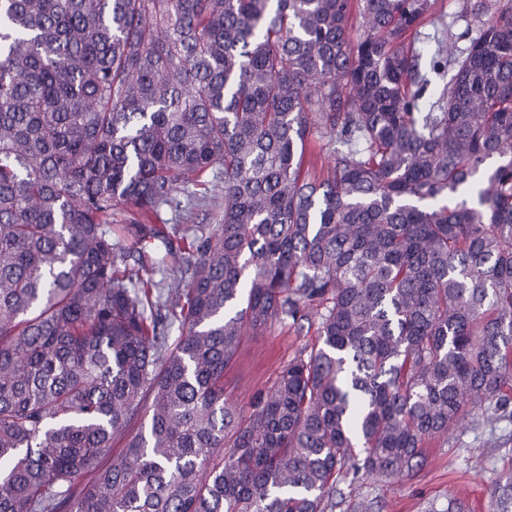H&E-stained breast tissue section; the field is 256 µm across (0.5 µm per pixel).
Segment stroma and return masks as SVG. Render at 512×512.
<instances>
[{
	"label": "stroma",
	"mask_w": 512,
	"mask_h": 512,
	"mask_svg": "<svg viewBox=\"0 0 512 512\" xmlns=\"http://www.w3.org/2000/svg\"><path fill=\"white\" fill-rule=\"evenodd\" d=\"M315 332L288 323L272 324L262 335L244 337L233 365L224 375L239 408L248 409L253 395L271 385L298 351L314 343ZM512 466V422L468 430L454 444L433 442L415 475L399 481L346 479L331 512H349L365 502L369 512H446L448 501H464L469 512H488L486 486L500 470Z\"/></svg>",
	"instance_id": "35a3bbf8"
}]
</instances>
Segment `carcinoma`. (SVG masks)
Listing matches in <instances>:
<instances>
[{
  "label": "carcinoma",
  "mask_w": 512,
  "mask_h": 512,
  "mask_svg": "<svg viewBox=\"0 0 512 512\" xmlns=\"http://www.w3.org/2000/svg\"><path fill=\"white\" fill-rule=\"evenodd\" d=\"M433 6L0 0V512H324L512 421V0H461L465 50ZM285 318L317 343L244 414ZM275 322L262 335L246 336L233 365L224 374V387L232 391L238 407L247 410L253 395L271 385L288 360L315 342V326L308 331ZM308 331V332H307Z\"/></svg>",
  "instance_id": "cac0c4a2"
}]
</instances>
